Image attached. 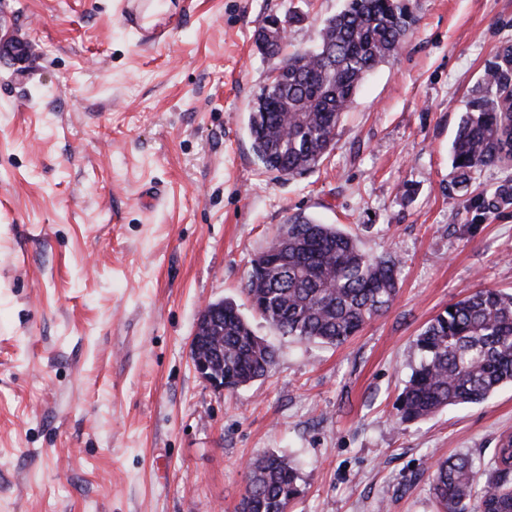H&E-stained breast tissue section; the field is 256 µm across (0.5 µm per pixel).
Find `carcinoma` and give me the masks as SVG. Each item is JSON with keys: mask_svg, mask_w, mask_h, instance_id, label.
I'll return each mask as SVG.
<instances>
[{"mask_svg": "<svg viewBox=\"0 0 512 512\" xmlns=\"http://www.w3.org/2000/svg\"><path fill=\"white\" fill-rule=\"evenodd\" d=\"M415 23L405 0H345L311 47L282 58L288 79L276 83L273 96L260 89L248 119L265 172L290 179L316 169L334 149L336 126L365 75L399 53ZM510 84L505 51L485 70L451 143L456 186L464 189L473 173L512 161V119L501 100ZM400 264L395 254H368L356 236L299 213L254 259L246 291L252 309L280 335L337 347L391 306ZM222 330L211 346L224 352L228 390L266 377L276 350L255 335L232 300H224ZM413 345L420 362L397 397L398 423L484 401L512 385V293L474 290L431 319ZM431 480L438 512H512V435L500 440L482 489L465 453L440 462ZM299 481L287 457H259L235 512H288L301 494Z\"/></svg>", "mask_w": 512, "mask_h": 512, "instance_id": "obj_1", "label": "carcinoma"}]
</instances>
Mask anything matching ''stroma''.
Masks as SVG:
<instances>
[{
    "mask_svg": "<svg viewBox=\"0 0 512 512\" xmlns=\"http://www.w3.org/2000/svg\"><path fill=\"white\" fill-rule=\"evenodd\" d=\"M400 53L362 82L312 173H266L247 130L266 83L254 34L303 14L309 45L343 0H165L148 49L120 0H0V512H234L252 458L287 456L290 512H437L433 464L476 465L512 432V385L398 425L415 336L475 288L512 292V162L451 182L449 148L512 0H409ZM303 213L395 253L401 288L345 344L273 332L245 292ZM234 300L276 349L235 392L196 373L201 308Z\"/></svg>",
    "mask_w": 512,
    "mask_h": 512,
    "instance_id": "obj_1",
    "label": "stroma"
}]
</instances>
